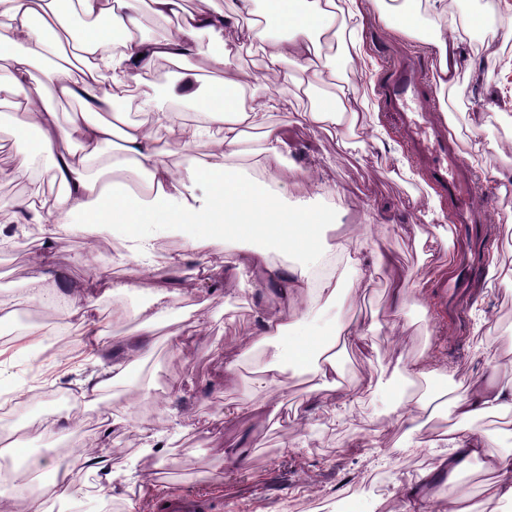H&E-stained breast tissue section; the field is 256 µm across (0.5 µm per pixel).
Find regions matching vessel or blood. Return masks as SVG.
<instances>
[{
	"label": "vessel or blood",
	"instance_id": "vessel-or-blood-1",
	"mask_svg": "<svg viewBox=\"0 0 512 512\" xmlns=\"http://www.w3.org/2000/svg\"><path fill=\"white\" fill-rule=\"evenodd\" d=\"M423 86L418 67L400 63L385 86V100L397 113L400 129L424 162L429 179L441 194L447 196L456 232L479 234L486 218V203L475 195L471 174L459 161L447 126L424 101Z\"/></svg>",
	"mask_w": 512,
	"mask_h": 512
}]
</instances>
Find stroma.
<instances>
[{"instance_id":"1","label":"stroma","mask_w":512,"mask_h":512,"mask_svg":"<svg viewBox=\"0 0 512 512\" xmlns=\"http://www.w3.org/2000/svg\"><path fill=\"white\" fill-rule=\"evenodd\" d=\"M451 6L453 15L473 20L481 39L462 47V95L446 125L462 161L481 154L472 171L475 191L487 201L485 257L502 272L491 283L478 271L477 289L461 318L448 320L438 303L436 271L453 252L450 220L428 224L417 218L418 210L448 201L408 149L381 94L390 66L404 55L421 70L427 98L435 99L431 76L437 59L423 42L389 31L371 8L362 31L369 68L361 73L332 58L330 72L309 98L313 104L323 101L336 79L356 84L360 123L355 131L341 136L331 128L310 127L302 105L285 94L277 108L260 112L246 130L243 153L232 159L243 173L259 174L266 127L284 129L292 161L319 166L328 192L315 195L305 184L289 182L280 193L324 208L335 224L332 237L369 234L395 260L407 295L402 310L393 309L385 277L365 286L347 272L336 297L321 301L305 318L326 339L347 325L361 332V348L340 351L353 409L340 418L330 400L310 404L313 376L295 368L287 354L299 340L298 331L250 349L258 314L281 301L271 284L239 278L230 263L221 270L223 286L214 287L202 272L215 258L212 249L189 252L181 237L166 238L170 252L182 257L179 269H148L140 287L115 291L112 283L127 277L124 234L107 232L92 241L81 227L58 229L45 273L32 263L30 252L48 235L46 225L17 223L13 210L5 209L0 210V238H20L24 244L0 251V337L12 332L23 311L40 331L12 350H0V383L15 386L13 366L33 346L50 342L44 326L62 318L59 309L28 299L31 278L46 276L51 294L89 301L112 358H126L135 347L133 331L142 321L154 319L158 327L144 339L147 352L130 363V379L117 382L101 402L82 396L84 381L103 370L97 356L78 362L69 353L59 354L63 368L54 383L72 394L74 409H54L51 428L41 421L40 409H19L23 432L16 442L0 445V468L21 470L26 457H41L40 496L50 512H166L177 496L197 500L200 512H307L317 499L323 503L318 512H401L404 491L415 484L427 512H448L447 487L421 478L444 455L441 438L453 423L449 407H441L413 436L397 423L394 409L411 397L434 398L444 390L461 395L474 381L512 379V156L500 155L494 141L503 105L512 99V0H452ZM377 124L387 131L379 143L370 135ZM401 224L406 232H398ZM94 268L105 285L91 287ZM160 282L170 291L165 308L152 303ZM117 304L127 312L120 323L112 320ZM186 334L192 339L189 356L172 354L169 337ZM276 351L282 354L281 384L270 387L260 377ZM231 361L236 367L225 373ZM420 362L428 373L409 385L407 371ZM241 404L247 412L236 413ZM297 413L305 417L300 428L293 424ZM87 447L107 452L110 476L84 471L79 493L56 498L54 467L73 463ZM234 448L245 452L244 467L232 463ZM494 480L476 461L458 475L456 491L470 497L479 512H512V499L490 496L487 487Z\"/></svg>"}]
</instances>
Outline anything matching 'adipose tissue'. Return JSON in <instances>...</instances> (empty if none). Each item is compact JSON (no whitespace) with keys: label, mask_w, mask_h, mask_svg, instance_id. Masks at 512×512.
Returning a JSON list of instances; mask_svg holds the SVG:
<instances>
[{"label":"adipose tissue","mask_w":512,"mask_h":512,"mask_svg":"<svg viewBox=\"0 0 512 512\" xmlns=\"http://www.w3.org/2000/svg\"><path fill=\"white\" fill-rule=\"evenodd\" d=\"M144 0H0V43L11 54L0 62V94L22 91L24 103L15 112L0 114V135L25 132L10 167L0 168V180H30L58 184L50 197L22 201L0 200V209L11 208L18 223L55 221L78 224L98 232L120 228L132 242L127 259L128 287H136L142 261L153 255L158 238L183 235L190 250L202 245L218 247L228 236L261 238L268 251L250 253L245 268L272 284L285 301L286 310L261 311L259 341L287 333L301 314L321 299L335 297L339 277L315 278L318 264L335 256L360 282L391 267L388 254L375 251L368 237L349 234L325 242L317 229L327 223L325 212L305 204L288 207L276 194L277 184L299 180L321 192L319 170L287 164L291 152L285 132L271 128L264 136L263 174L244 175L225 159L237 155L245 135L242 124L251 110L274 108L276 96L248 100L246 84L237 82L232 66L235 46L223 40L225 27L243 15H257L259 0H236L232 12L220 9L187 14L185 0H145L153 16L170 22L167 35L152 39L142 31L140 3ZM283 37H260L257 51L262 74H277L283 91L300 98L306 90L288 73L282 62L291 60L301 71H317L319 61L346 35V51L354 68H364L359 32L365 20L366 0H266ZM378 18L405 36L425 37L435 52L433 83L439 98L459 95L460 48L467 22L448 14V0H373ZM86 18L81 31H73V17ZM207 33L219 47L208 57L209 71L216 74L205 95L184 80L183 90L195 103V122H175L166 111L156 82L147 80L160 59L182 62L193 70L199 53L198 37ZM42 78H35L34 68ZM140 89L138 108L151 123L128 121L115 127L114 117L126 81ZM75 99L80 109L69 122H61L47 96ZM358 89L349 84L330 104L305 109L314 125L337 128L355 120L351 104ZM166 133L165 148L156 145L157 130ZM119 152H112L113 141ZM206 146L215 156L212 164L190 162L169 166L167 150L191 151ZM305 254V261L279 272L268 259L269 251ZM292 361L310 372L319 389L338 391L339 367L333 344H295ZM455 424L448 438V454L442 465L457 471L469 460L479 459L498 477L495 494L512 497L506 478L512 458L502 455L479 427L480 420L512 409V380L491 387H473L452 400Z\"/></svg>","instance_id":"adipose-tissue-1"}]
</instances>
